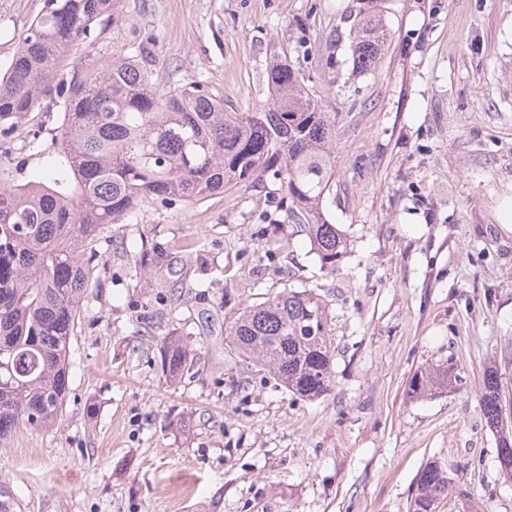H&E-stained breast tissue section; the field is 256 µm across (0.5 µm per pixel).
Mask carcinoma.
Masks as SVG:
<instances>
[{
  "instance_id": "carcinoma-1",
  "label": "carcinoma",
  "mask_w": 512,
  "mask_h": 512,
  "mask_svg": "<svg viewBox=\"0 0 512 512\" xmlns=\"http://www.w3.org/2000/svg\"><path fill=\"white\" fill-rule=\"evenodd\" d=\"M122 0H43L0 72V136L42 100L61 112L29 149L43 158L33 179L16 182L0 170V445L20 424L51 429L70 391L69 347L81 300L98 269L110 224L177 202L248 190L270 174L289 212L302 216L322 268L336 272L348 239L330 223L323 200L335 167L336 121L299 83L288 62L268 70L271 102L260 112H226L224 95L208 82L162 89L153 60L143 55L93 61L67 77L70 47L97 40L117 22ZM352 54L366 70L384 44L379 14L354 24ZM238 351L289 392L315 399L334 386L329 304L313 289H283L247 305L229 327ZM196 361L179 338L160 349L164 375L180 379ZM460 381L452 364L416 372L412 395L446 390ZM502 381L484 372L480 413L502 430ZM439 462L424 475L410 512H437L450 474Z\"/></svg>"
}]
</instances>
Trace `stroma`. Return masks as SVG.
Masks as SVG:
<instances>
[{"mask_svg": "<svg viewBox=\"0 0 512 512\" xmlns=\"http://www.w3.org/2000/svg\"><path fill=\"white\" fill-rule=\"evenodd\" d=\"M43 0H0V71ZM367 0H125L123 18L68 68L148 54L161 87L204 79L228 112L271 98L285 59L336 120L325 207L350 241L321 266L272 177L245 192L150 209L106 228L85 291L58 427H18L0 447V512H409L432 459L481 512H512V477L480 414L487 367L512 428V0H382L387 29L357 73ZM34 108L0 137L21 182L42 160ZM143 248V266L121 258ZM286 288L331 303L336 385L288 392L230 343L234 313ZM170 336L197 354L166 379ZM453 362L451 391L410 397L421 368ZM95 404L87 417L85 407Z\"/></svg>", "mask_w": 512, "mask_h": 512, "instance_id": "35a3bbf8", "label": "stroma"}]
</instances>
